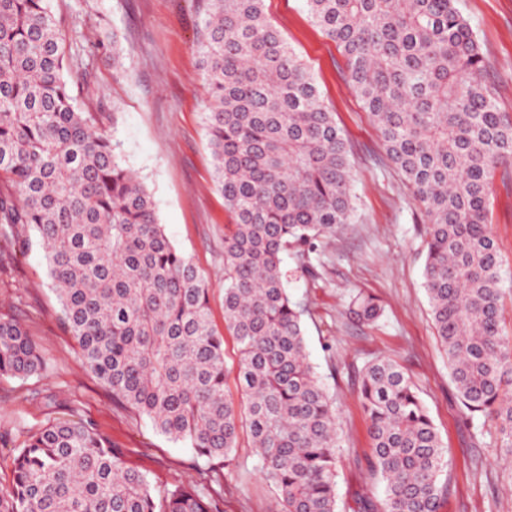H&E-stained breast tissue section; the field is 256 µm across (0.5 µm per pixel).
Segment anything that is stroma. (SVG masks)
I'll list each match as a JSON object with an SVG mask.
<instances>
[{"label":"stroma","instance_id":"obj_1","mask_svg":"<svg viewBox=\"0 0 512 512\" xmlns=\"http://www.w3.org/2000/svg\"><path fill=\"white\" fill-rule=\"evenodd\" d=\"M203 0H48L58 22L77 106L118 142L126 166L150 191L173 245L209 288L216 328L224 326V227L231 222L216 189L205 129L207 100L199 54ZM488 64L486 85L512 116V0H457ZM268 18L307 65L350 149L356 208L351 224L301 265L282 269L293 300L306 304L310 359L336 400L341 435L337 493L341 512L362 495L378 498L359 395L364 365L395 360L408 372L441 438L448 492L439 512H512V454L493 422L467 424L448 360L437 340L424 288V216L388 160L380 133L348 82L346 58L310 19L305 0H265ZM120 42L113 60L112 40ZM488 221L512 271V165L495 169ZM383 307L358 321V293ZM45 252L33 234L0 240V315L17 318L46 369L27 378L0 376V490L11 480L17 448L49 418L72 414L110 438L125 463L147 475L154 492L207 483L218 512H273L276 492L260 472L248 435L215 466L190 446L105 390L83 367L74 337L58 319Z\"/></svg>","mask_w":512,"mask_h":512}]
</instances>
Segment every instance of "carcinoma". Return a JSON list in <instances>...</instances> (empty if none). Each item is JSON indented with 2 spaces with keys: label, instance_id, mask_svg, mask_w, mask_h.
<instances>
[{
  "label": "carcinoma",
  "instance_id": "cac0c4a2",
  "mask_svg": "<svg viewBox=\"0 0 512 512\" xmlns=\"http://www.w3.org/2000/svg\"><path fill=\"white\" fill-rule=\"evenodd\" d=\"M265 0H205L199 52L224 234V326L238 346L236 405L208 288L160 224L146 186L95 130L64 78L47 0H0V223L40 239L63 324L86 370L155 429L212 463L247 430L279 512H340L336 402L309 361L282 255L306 259L352 223L349 149ZM348 61V79L426 219L424 287L469 418L512 447V336L502 327L503 259L487 224L494 169L512 162V118L456 0H306ZM365 321L381 306L353 300ZM45 369L35 342L0 316V375ZM360 394L383 484L358 512H439L447 491L437 430L411 378L377 358ZM207 485L160 495L81 419L52 418L13 458L0 512H213Z\"/></svg>",
  "mask_w": 512,
  "mask_h": 512
}]
</instances>
